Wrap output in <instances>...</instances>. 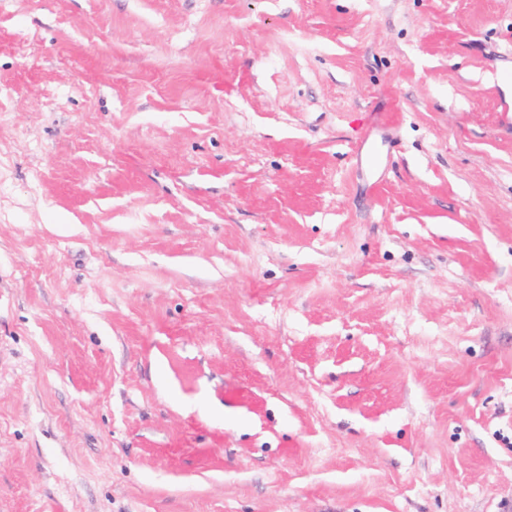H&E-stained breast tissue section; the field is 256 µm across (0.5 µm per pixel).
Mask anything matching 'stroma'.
I'll return each mask as SVG.
<instances>
[{
	"label": "stroma",
	"mask_w": 512,
	"mask_h": 512,
	"mask_svg": "<svg viewBox=\"0 0 512 512\" xmlns=\"http://www.w3.org/2000/svg\"><path fill=\"white\" fill-rule=\"evenodd\" d=\"M0 512H512V0H0Z\"/></svg>",
	"instance_id": "stroma-1"
}]
</instances>
